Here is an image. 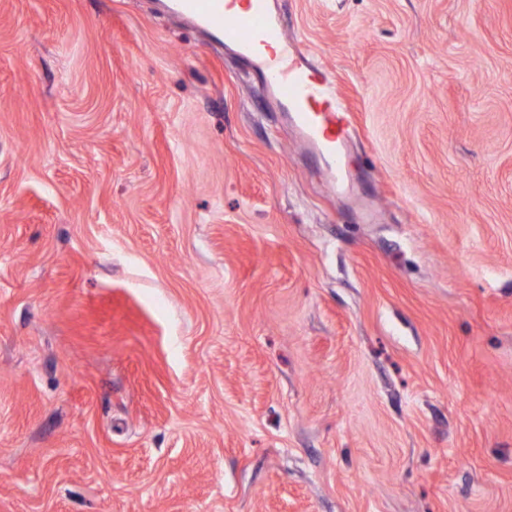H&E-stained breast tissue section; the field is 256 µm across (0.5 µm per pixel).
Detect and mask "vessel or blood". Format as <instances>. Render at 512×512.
<instances>
[{
	"label": "vessel or blood",
	"mask_w": 512,
	"mask_h": 512,
	"mask_svg": "<svg viewBox=\"0 0 512 512\" xmlns=\"http://www.w3.org/2000/svg\"><path fill=\"white\" fill-rule=\"evenodd\" d=\"M174 7L252 59L299 128L304 146L330 159L327 174L337 192L350 193L351 178L341 161L350 128L347 108L328 71L289 56V42L266 0H174Z\"/></svg>",
	"instance_id": "obj_1"
}]
</instances>
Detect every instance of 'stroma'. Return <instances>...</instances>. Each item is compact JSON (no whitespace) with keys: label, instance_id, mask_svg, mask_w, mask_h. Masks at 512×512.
Masks as SVG:
<instances>
[{"label":"stroma","instance_id":"obj_1","mask_svg":"<svg viewBox=\"0 0 512 512\" xmlns=\"http://www.w3.org/2000/svg\"><path fill=\"white\" fill-rule=\"evenodd\" d=\"M164 0H0V512H512V0H270L356 206Z\"/></svg>","mask_w":512,"mask_h":512}]
</instances>
